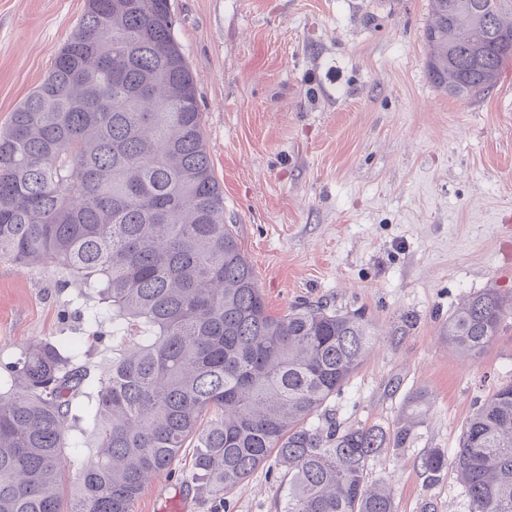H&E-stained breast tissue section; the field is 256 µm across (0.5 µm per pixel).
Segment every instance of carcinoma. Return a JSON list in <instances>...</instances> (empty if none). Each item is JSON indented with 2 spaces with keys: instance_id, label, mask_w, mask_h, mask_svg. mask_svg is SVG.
Returning <instances> with one entry per match:
<instances>
[{
  "instance_id": "cac0c4a2",
  "label": "carcinoma",
  "mask_w": 512,
  "mask_h": 512,
  "mask_svg": "<svg viewBox=\"0 0 512 512\" xmlns=\"http://www.w3.org/2000/svg\"><path fill=\"white\" fill-rule=\"evenodd\" d=\"M169 0H86L77 33L0 131V260L79 279L127 340L94 381L42 340L4 366L0 512H134L147 481L172 473L187 441L194 469L229 492L258 468L283 474L279 512H395L368 483L384 447H407L427 394L391 431L327 412L376 338L360 313L274 314L224 220L196 84ZM433 84L489 91L512 65V0H431L424 31ZM512 316V294L473 293L444 336L482 355ZM92 440L71 439L83 416ZM210 416L206 426L201 420ZM92 448L69 505L67 450ZM452 467L469 512H512V382L466 420Z\"/></svg>"
}]
</instances>
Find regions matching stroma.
Segmentation results:
<instances>
[{
    "label": "stroma",
    "instance_id": "35a3bbf8",
    "mask_svg": "<svg viewBox=\"0 0 512 512\" xmlns=\"http://www.w3.org/2000/svg\"><path fill=\"white\" fill-rule=\"evenodd\" d=\"M190 65L224 215L269 309L322 303L365 312L377 342L340 395L337 423L394 428L429 397L406 448L382 449L368 480L395 512H468L451 457L468 416L512 382V317L462 360L443 330L470 293L512 292V68L467 97L427 74L430 0H170ZM85 0H0V127L48 75ZM96 300L56 268L0 261V366L29 343L69 340L100 371L120 341ZM194 446L152 480L134 512H277V471L230 493L202 489Z\"/></svg>",
    "mask_w": 512,
    "mask_h": 512
}]
</instances>
